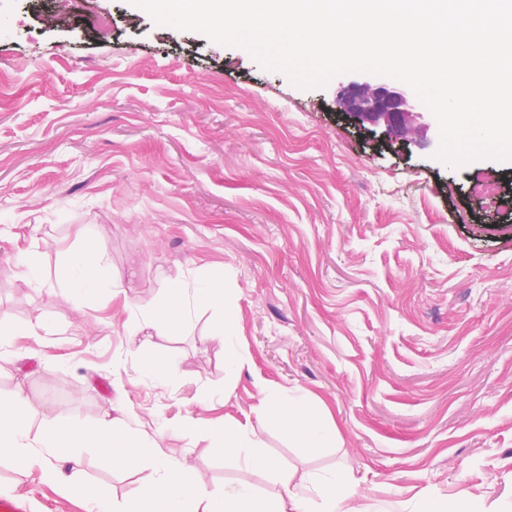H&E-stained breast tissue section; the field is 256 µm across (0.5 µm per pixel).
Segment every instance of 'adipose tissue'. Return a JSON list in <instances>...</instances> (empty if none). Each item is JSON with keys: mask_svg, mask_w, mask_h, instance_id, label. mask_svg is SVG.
Masks as SVG:
<instances>
[{"mask_svg": "<svg viewBox=\"0 0 512 512\" xmlns=\"http://www.w3.org/2000/svg\"><path fill=\"white\" fill-rule=\"evenodd\" d=\"M25 267L23 278L31 288L49 297L63 291L77 310L113 287L101 261L99 242L93 238L64 255L56 281H49L35 261H26ZM202 308L212 312L213 338L226 345L232 343L236 338L235 315L224 300V278L220 275H195L168 284L161 310L140 311L132 333L151 336L189 331ZM260 409L283 436L301 447L320 450L340 443L336 426L316 416L300 397L284 394L271 402L261 401ZM35 413V406L21 389L0 390V459L8 460L16 469H28L36 446L47 449L57 460L44 473L49 481L76 476L85 448L95 449L113 469H140L142 476L128 511L114 503L107 488L83 486V496L98 512H359L351 503L346 476L339 470L299 484L293 473L281 471L283 491L271 498L260 497L243 483L212 489L200 475L189 473L179 460L167 455L148 433L131 428L124 408H113L93 424L47 417L34 433L30 421ZM182 432L189 437L208 435L214 454L235 455L245 468H276L263 452L252 423L227 422L218 428L200 416L187 422Z\"/></svg>", "mask_w": 512, "mask_h": 512, "instance_id": "obj_1", "label": "adipose tissue"}]
</instances>
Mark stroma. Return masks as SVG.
<instances>
[{"instance_id":"1","label":"stroma","mask_w":512,"mask_h":512,"mask_svg":"<svg viewBox=\"0 0 512 512\" xmlns=\"http://www.w3.org/2000/svg\"><path fill=\"white\" fill-rule=\"evenodd\" d=\"M51 2L0 0V282L11 284L0 317L55 324L0 348V389H23L32 429L121 403L210 488L274 495L271 474L181 428L255 418L265 393L302 395L342 445L313 453L265 426L279 467L344 469L369 512H413L423 498L512 512V235L483 230L512 224V207L469 189L486 172L512 196V161L451 167L435 157L434 126L427 147L381 144L336 109L350 74L302 89L127 0H87L88 16L110 22L101 33L48 24ZM89 235L118 286L82 311L19 280L24 259L56 279ZM205 272L224 276L233 346L212 337L207 310L186 335L132 337L166 282ZM235 352L247 362L230 376ZM168 356L181 376L165 388L141 366ZM51 460L37 448L28 470L0 462V498L91 512L69 483L44 480ZM139 478L82 453V482L110 485L118 503Z\"/></svg>"}]
</instances>
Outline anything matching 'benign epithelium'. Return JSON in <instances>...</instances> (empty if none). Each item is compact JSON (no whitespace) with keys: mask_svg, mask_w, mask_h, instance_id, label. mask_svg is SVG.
Masks as SVG:
<instances>
[{"mask_svg":"<svg viewBox=\"0 0 512 512\" xmlns=\"http://www.w3.org/2000/svg\"><path fill=\"white\" fill-rule=\"evenodd\" d=\"M336 109L360 129L382 128L390 146L424 145L429 125L407 92L387 84L351 81L336 92Z\"/></svg>","mask_w":512,"mask_h":512,"instance_id":"benign-epithelium-1","label":"benign epithelium"}]
</instances>
